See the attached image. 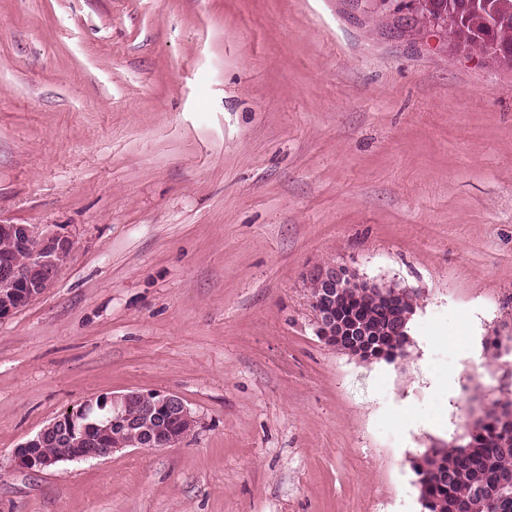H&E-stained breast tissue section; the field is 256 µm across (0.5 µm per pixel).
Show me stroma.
<instances>
[{
  "label": "stroma",
  "mask_w": 512,
  "mask_h": 512,
  "mask_svg": "<svg viewBox=\"0 0 512 512\" xmlns=\"http://www.w3.org/2000/svg\"><path fill=\"white\" fill-rule=\"evenodd\" d=\"M0 223L74 240L0 320V512H423L512 398V70L352 0H0ZM329 264L409 291L394 362L317 336ZM129 390L194 430L13 465Z\"/></svg>",
  "instance_id": "obj_1"
}]
</instances>
